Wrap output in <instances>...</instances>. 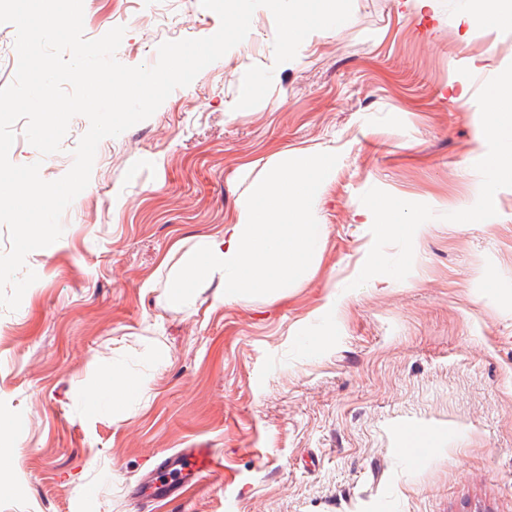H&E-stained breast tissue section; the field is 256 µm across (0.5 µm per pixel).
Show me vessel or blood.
Wrapping results in <instances>:
<instances>
[{"mask_svg": "<svg viewBox=\"0 0 512 512\" xmlns=\"http://www.w3.org/2000/svg\"><path fill=\"white\" fill-rule=\"evenodd\" d=\"M223 455L211 448H183L156 460L145 474L143 484L152 489L153 498L163 501L179 497L190 481L222 473Z\"/></svg>", "mask_w": 512, "mask_h": 512, "instance_id": "b4317fda", "label": "vessel or blood"}]
</instances>
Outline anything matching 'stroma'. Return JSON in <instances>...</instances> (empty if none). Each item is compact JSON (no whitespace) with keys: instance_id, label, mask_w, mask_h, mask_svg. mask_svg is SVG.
<instances>
[{"instance_id":"1","label":"stroma","mask_w":512,"mask_h":512,"mask_svg":"<svg viewBox=\"0 0 512 512\" xmlns=\"http://www.w3.org/2000/svg\"><path fill=\"white\" fill-rule=\"evenodd\" d=\"M466 4L438 0L430 19L353 0L349 25L280 65L274 17L256 10L243 42L100 142L61 238L26 258L37 282L0 308V512H141L131 491L149 457L181 448L222 450L226 475L158 512H512V184L479 195L476 140L512 31L461 37ZM118 14L127 66L220 27L200 0H84L85 38ZM88 127L74 117L43 157L16 124L9 158L59 179ZM303 152L333 163L315 274L224 304L205 284L192 309L166 307L176 244L235 223L267 171ZM392 198L426 215L414 240L365 224ZM475 207L483 220L462 223ZM374 253L384 267L369 269ZM119 371L145 389L115 414L93 399ZM407 433L432 442L420 464Z\"/></svg>"}]
</instances>
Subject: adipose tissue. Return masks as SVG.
Returning <instances> with one entry per match:
<instances>
[{"label": "adipose tissue", "instance_id": "adipose-tissue-1", "mask_svg": "<svg viewBox=\"0 0 512 512\" xmlns=\"http://www.w3.org/2000/svg\"><path fill=\"white\" fill-rule=\"evenodd\" d=\"M462 32L472 27L512 29V0H469L459 19ZM480 141L493 142L485 154L488 181L479 192L512 183V65L488 83L483 96ZM330 170L317 156L301 153L268 176L238 208L236 223L201 237L169 271L167 306L191 308L201 283H218L220 302L281 292L298 286L314 271L324 247L325 231L317 218ZM402 203H377L364 214L373 234L412 239L424 217L402 219Z\"/></svg>", "mask_w": 512, "mask_h": 512}]
</instances>
